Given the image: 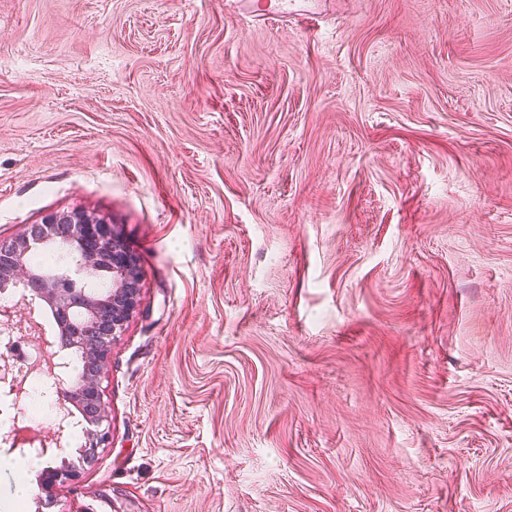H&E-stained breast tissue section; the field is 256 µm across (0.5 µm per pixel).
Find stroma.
Here are the masks:
<instances>
[{"label":"stroma","mask_w":512,"mask_h":512,"mask_svg":"<svg viewBox=\"0 0 512 512\" xmlns=\"http://www.w3.org/2000/svg\"><path fill=\"white\" fill-rule=\"evenodd\" d=\"M0 0V238L140 294L108 447L24 512H512V0ZM315 0H232L241 16L254 26L266 27L273 22L292 17L309 26L319 25L321 13Z\"/></svg>","instance_id":"1"}]
</instances>
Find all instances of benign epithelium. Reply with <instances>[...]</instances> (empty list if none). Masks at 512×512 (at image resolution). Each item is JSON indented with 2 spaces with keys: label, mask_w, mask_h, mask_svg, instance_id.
Masks as SVG:
<instances>
[{
  "label": "benign epithelium",
  "mask_w": 512,
  "mask_h": 512,
  "mask_svg": "<svg viewBox=\"0 0 512 512\" xmlns=\"http://www.w3.org/2000/svg\"><path fill=\"white\" fill-rule=\"evenodd\" d=\"M59 246L72 259L58 273L39 271L28 262L33 249ZM112 277V287L103 293L86 288L101 270ZM23 288L20 296L0 300V333L5 336L37 334L39 359L47 358L59 412L47 435L17 434L0 443L7 452L37 453L58 457L69 447L74 409L84 437L82 463H91L98 449L109 444L111 419L103 406L101 372L110 358L112 341L124 331L137 305L139 278L134 257L119 244L114 228L81 210L52 212L39 224H30L8 241L0 240V291L8 286ZM54 310L58 335L64 346L81 353L84 364L77 376L68 373L66 361H54L53 346L34 320L36 301ZM21 371L7 357L0 358V395L16 399L23 393ZM45 485H66L81 477V468L62 459L61 465L45 469Z\"/></svg>",
  "instance_id": "benign-epithelium-1"
}]
</instances>
